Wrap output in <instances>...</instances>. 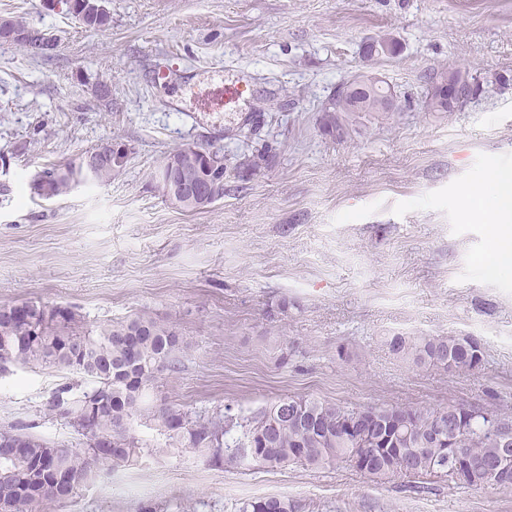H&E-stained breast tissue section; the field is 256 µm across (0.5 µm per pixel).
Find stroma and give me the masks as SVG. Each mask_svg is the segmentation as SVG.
I'll list each match as a JSON object with an SVG mask.
<instances>
[{
	"label": "stroma",
	"mask_w": 512,
	"mask_h": 512,
	"mask_svg": "<svg viewBox=\"0 0 512 512\" xmlns=\"http://www.w3.org/2000/svg\"><path fill=\"white\" fill-rule=\"evenodd\" d=\"M110 26L85 28L52 0H0L56 38L52 59L0 43V306L74 307L86 327L146 313L187 343L153 401L208 416L285 396L353 408L464 404L512 413V269L493 252L483 201L466 195L490 165L512 169V0H106ZM392 35L393 57L362 45ZM468 70L478 96L423 106L426 75ZM250 99L207 108L215 72ZM369 71L398 110L360 114L343 136L319 109ZM256 126L251 141L241 127ZM123 154L109 181L33 193L46 167L102 144ZM224 155V197L188 211L157 182L188 146ZM271 147L246 178L243 152ZM287 301V312L278 304ZM468 336L479 369L451 373L394 355L388 338ZM72 372H0V430L55 444L86 439L45 405ZM132 465L100 469L46 512H238L284 496L299 512H512V489L441 476L369 479L346 463L210 466L141 425Z\"/></svg>",
	"instance_id": "stroma-1"
}]
</instances>
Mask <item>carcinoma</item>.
Listing matches in <instances>:
<instances>
[{"label": "carcinoma", "instance_id": "carcinoma-1", "mask_svg": "<svg viewBox=\"0 0 512 512\" xmlns=\"http://www.w3.org/2000/svg\"><path fill=\"white\" fill-rule=\"evenodd\" d=\"M68 13L84 27L103 30L111 23L102 0H69ZM26 24L0 19V32L19 34L14 43L33 56H46L43 47L57 48L56 38L42 34V44L27 41ZM453 85L454 106L476 97L479 85L459 70L436 71L428 76L425 108L448 111L445 86ZM372 74H359L321 107L322 125L336 129V113L350 117L354 112H385L368 84ZM191 150L202 166L189 172V179L204 184L215 173L204 162L224 161L220 151L198 146L180 148L171 156ZM112 145L100 146L92 155L100 158L97 179L112 178ZM268 152L244 158L239 169L253 175L267 166ZM77 174L75 168L49 167L33 180L34 192L54 198L66 193ZM184 341L168 323L148 314L123 321H107L85 329L81 315L72 308L26 301L0 306V366L37 364L82 374L93 383L79 397L72 388H58L47 402V410L70 419L86 437V448L76 450L51 445L31 434L0 430V440L17 438L19 451L0 456V501L9 512H38L44 503L69 499L100 464L122 467L140 447L134 426L143 423L161 431L169 448L208 449L210 465L237 466L242 463L278 468L290 463L335 465L348 463L374 480L404 474L421 482L442 474L468 487L494 485V479L512 483V417L460 406L463 430L440 429V410L371 406L357 410L337 403L304 397H284L271 407L249 414L234 413L192 419L170 404H153L150 392L160 376L178 369V353ZM390 350L417 365H433L448 372L473 371L482 362V348L459 336L419 337L409 340L393 336ZM240 512H298L286 497L246 501Z\"/></svg>", "mask_w": 512, "mask_h": 512}]
</instances>
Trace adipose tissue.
<instances>
[{"instance_id": "adipose-tissue-1", "label": "adipose tissue", "mask_w": 512, "mask_h": 512, "mask_svg": "<svg viewBox=\"0 0 512 512\" xmlns=\"http://www.w3.org/2000/svg\"><path fill=\"white\" fill-rule=\"evenodd\" d=\"M469 192L487 201L483 218L490 229L496 263L502 269L512 268V170L489 168Z\"/></svg>"}]
</instances>
